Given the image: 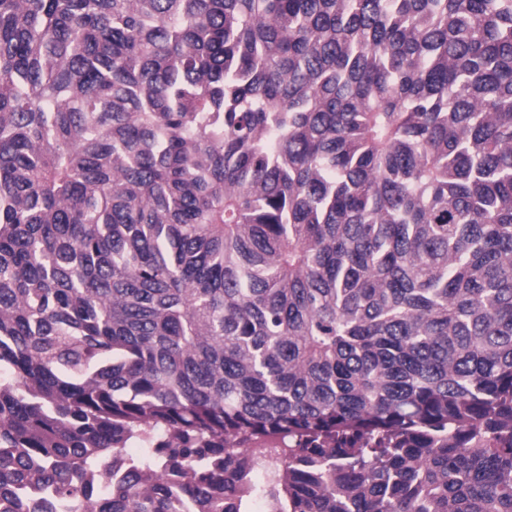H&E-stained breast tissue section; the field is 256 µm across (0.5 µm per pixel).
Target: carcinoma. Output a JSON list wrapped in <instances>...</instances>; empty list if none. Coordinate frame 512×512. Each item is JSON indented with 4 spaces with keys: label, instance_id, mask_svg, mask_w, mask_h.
I'll return each instance as SVG.
<instances>
[{
    "label": "carcinoma",
    "instance_id": "obj_1",
    "mask_svg": "<svg viewBox=\"0 0 512 512\" xmlns=\"http://www.w3.org/2000/svg\"><path fill=\"white\" fill-rule=\"evenodd\" d=\"M0 448V512H512V0H0Z\"/></svg>",
    "mask_w": 512,
    "mask_h": 512
}]
</instances>
